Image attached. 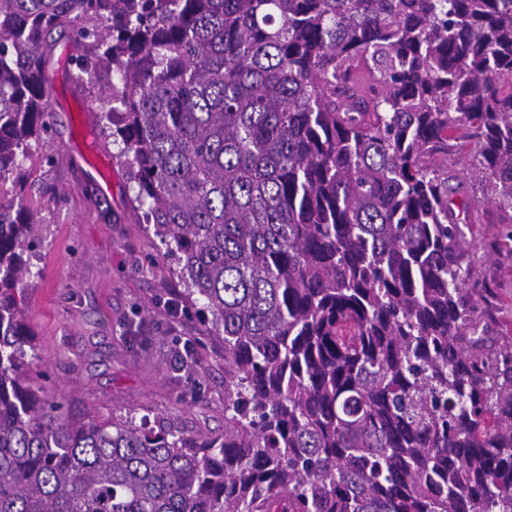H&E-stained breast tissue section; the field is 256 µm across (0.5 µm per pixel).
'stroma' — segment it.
Segmentation results:
<instances>
[{
    "label": "stroma",
    "instance_id": "1",
    "mask_svg": "<svg viewBox=\"0 0 512 512\" xmlns=\"http://www.w3.org/2000/svg\"><path fill=\"white\" fill-rule=\"evenodd\" d=\"M49 73L65 99L52 112L49 138L31 161L25 195L39 224L26 307L37 335L33 367L45 386L61 391L71 415L164 417L190 433L224 430V347L193 317L171 261L152 227L137 223L130 206L134 184L99 129L83 133L76 115L112 78L76 79L64 64L71 44L55 39ZM475 145L454 141L448 167L470 209L461 213L475 279L493 288L512 335V210L487 202L472 170ZM104 159L108 186L89 163ZM54 163H46V156ZM178 336L199 338L198 372L184 371Z\"/></svg>",
    "mask_w": 512,
    "mask_h": 512
}]
</instances>
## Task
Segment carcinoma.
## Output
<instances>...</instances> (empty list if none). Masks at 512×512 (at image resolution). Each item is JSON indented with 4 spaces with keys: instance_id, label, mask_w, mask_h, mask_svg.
<instances>
[{
    "instance_id": "cac0c4a2",
    "label": "carcinoma",
    "mask_w": 512,
    "mask_h": 512,
    "mask_svg": "<svg viewBox=\"0 0 512 512\" xmlns=\"http://www.w3.org/2000/svg\"><path fill=\"white\" fill-rule=\"evenodd\" d=\"M224 344V432L74 419L27 360L55 30ZM512 209V0H0V512H512V336L448 141Z\"/></svg>"
}]
</instances>
